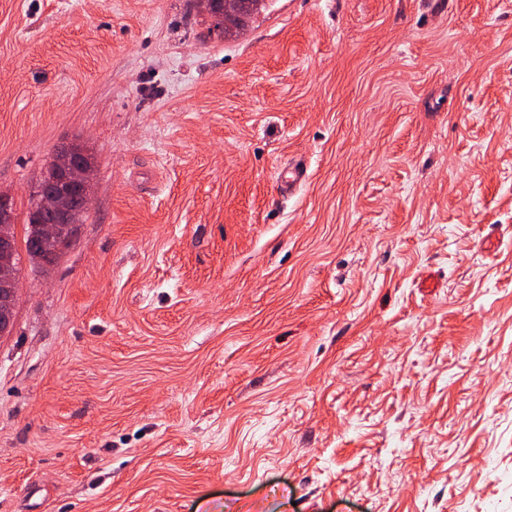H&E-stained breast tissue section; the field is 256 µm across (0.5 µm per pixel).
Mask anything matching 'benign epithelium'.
Masks as SVG:
<instances>
[{
    "label": "benign epithelium",
    "mask_w": 512,
    "mask_h": 512,
    "mask_svg": "<svg viewBox=\"0 0 512 512\" xmlns=\"http://www.w3.org/2000/svg\"><path fill=\"white\" fill-rule=\"evenodd\" d=\"M202 15L210 23V29L224 26V16L234 14L238 9L237 0H224L221 11L214 10L213 0H196ZM85 153L80 145H73L57 153L46 167L42 180L34 196L33 211L37 223L34 226L31 251L44 265L54 264L74 239L79 222L67 207L61 185L74 181L81 185L85 204H90L93 196V172L91 165H79L76 156ZM14 209L11 197L0 191V224L14 223ZM18 250L12 237L0 235V319L10 323L17 293L20 287L18 275Z\"/></svg>",
    "instance_id": "obj_1"
}]
</instances>
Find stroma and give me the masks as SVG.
Instances as JSON below:
<instances>
[{
  "label": "stroma",
  "instance_id": "35a3bbf8",
  "mask_svg": "<svg viewBox=\"0 0 512 512\" xmlns=\"http://www.w3.org/2000/svg\"><path fill=\"white\" fill-rule=\"evenodd\" d=\"M79 138L0 512H512V0H0L16 237ZM221 2L222 8L220 12L214 10V4L211 0H197L195 1L202 15L210 23V29L215 30V27L219 25L224 26V14L232 15L238 9V2L235 0H223ZM78 154H87L80 145H73L57 153L46 167L36 189L33 211L37 223L34 226V246L31 251L46 266L53 265L70 246L80 225L67 207L62 183L74 181L81 185L86 209L92 200L94 167L77 164ZM84 202L80 197L73 200L78 214L84 212ZM44 215L50 216L51 220L44 221Z\"/></svg>",
  "mask_w": 512,
  "mask_h": 512
}]
</instances>
